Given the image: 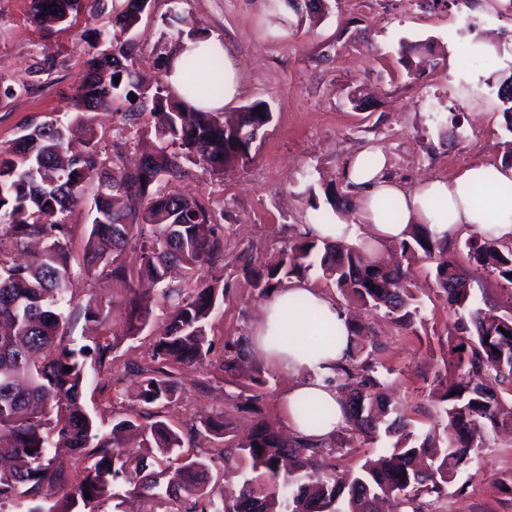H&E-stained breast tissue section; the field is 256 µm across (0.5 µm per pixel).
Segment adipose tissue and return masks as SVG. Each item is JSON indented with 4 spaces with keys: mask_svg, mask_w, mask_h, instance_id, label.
<instances>
[{
    "mask_svg": "<svg viewBox=\"0 0 512 512\" xmlns=\"http://www.w3.org/2000/svg\"><path fill=\"white\" fill-rule=\"evenodd\" d=\"M372 158V168H363L356 159L348 172L357 197L355 224H307L305 234L341 238L354 246L379 245L408 239L411 225L427 224L441 239L454 238L463 229L487 239H512V166L473 165L450 178L428 179L408 189L382 177V151H373ZM388 203L397 209L396 220L385 215L383 207ZM313 313L336 330L337 342L324 346L310 340L309 316ZM250 342L255 357L292 378L282 402L289 429L319 443L334 437L345 418L337 391L327 385L326 378L352 347L346 316L334 298L306 281H289L260 309L251 326ZM302 397L330 409V417L318 428H308L296 416L294 404Z\"/></svg>",
    "mask_w": 512,
    "mask_h": 512,
    "instance_id": "1",
    "label": "adipose tissue"
}]
</instances>
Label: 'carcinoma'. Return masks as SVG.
Listing matches in <instances>:
<instances>
[{"label":"carcinoma","mask_w":512,"mask_h":512,"mask_svg":"<svg viewBox=\"0 0 512 512\" xmlns=\"http://www.w3.org/2000/svg\"><path fill=\"white\" fill-rule=\"evenodd\" d=\"M150 4L115 0L112 26L128 33ZM82 8L83 0H31L30 19L53 34L71 29ZM173 18L163 20L162 37L180 47L187 39L198 44L208 38L204 29L188 34L173 29ZM110 42V52L87 60L69 122L29 125L10 150H0V431L10 434L8 442H0V459L10 462L0 469V507L22 497L29 503L27 512H97L98 504L117 496L114 484L120 479L126 485L124 496L175 499L186 504L184 512H377L381 500L390 503L391 512H430L433 501L449 490L463 495V488H454L458 473L485 446L486 432L504 425L501 415L512 418L501 392L485 384L492 378L512 396V306L475 303L448 241L437 238L427 224L412 225L410 238L398 244L405 264L396 267H385L362 248L303 236L261 266L241 257L238 272L262 294L316 273L354 303L382 310L407 328L420 311L410 269L421 256L441 257L428 276L437 292L463 310L459 336L448 341V361L463 370L462 379L437 399L450 437H441L436 426L417 431L399 413L387 418L384 374L356 341L346 363L337 365L326 381L345 391L342 406L352 433L366 441H387L377 459L365 460L342 480L315 477L310 471L320 466L326 449L349 448V439L341 435L328 446H317L303 436L285 438L261 420L247 441L225 443L224 461L236 457L248 464L235 469L241 486L227 500L214 495L209 461L181 454L186 437L227 435V415L207 416L184 434L152 408L175 398L174 370L205 364L213 348L207 328L228 285L217 275L224 267V226L216 222L211 203L195 198L182 206L183 196L168 186L184 177L189 164L219 174L226 166L246 163L272 112L256 101L229 121L222 112L196 109L162 83L142 84L131 64L132 41L113 34ZM177 57L188 95L224 96V53L205 48L181 58L175 52L165 64ZM205 73L209 78H203ZM498 97L506 130L512 133V73L499 78ZM121 98L130 107L124 113L128 120L153 119L143 135L154 141L139 167L117 182L109 166L121 157L122 146L115 143L112 153L103 151L86 115L109 110ZM259 107L261 115L255 113ZM74 131L89 134L86 148L66 157V140ZM91 181L96 182L92 220L83 262L76 269L65 214ZM33 239L45 243L39 261L15 263L13 252ZM464 247L476 269L504 289L512 288V242L470 237ZM144 278L161 286L169 324L166 335L153 344V365L139 369L140 410L113 422L108 436L82 401L87 364L98 372L110 367L121 340L139 335L148 324L153 297L138 288ZM86 279L124 285L129 294L126 329L120 336L110 334L106 304L89 301L81 312L101 325L103 336L76 349L64 343L69 328L64 310L72 305L77 283ZM245 356L240 342L225 344V378L235 379ZM264 384L260 377L251 378L235 408L255 410L258 395L253 389ZM294 412L311 427L330 414L309 398L299 400ZM61 448L76 460L93 458L73 487ZM153 448L168 459L159 472L149 470L141 454Z\"/></svg>","instance_id":"cac0c4a2"}]
</instances>
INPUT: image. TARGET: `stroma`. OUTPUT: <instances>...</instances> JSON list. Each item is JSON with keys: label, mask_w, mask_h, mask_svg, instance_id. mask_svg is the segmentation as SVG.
I'll use <instances>...</instances> for the list:
<instances>
[{"label": "stroma", "mask_w": 512, "mask_h": 512, "mask_svg": "<svg viewBox=\"0 0 512 512\" xmlns=\"http://www.w3.org/2000/svg\"><path fill=\"white\" fill-rule=\"evenodd\" d=\"M173 9L189 25L207 29L238 62L241 91L226 111L263 101L273 114L247 164L221 175L191 165L175 186L184 196L209 198L223 214L220 273L228 288L209 323L214 346L208 363L180 367L174 401L157 412L182 430L224 412L238 438L261 419L284 427L280 395L288 385L284 374L249 358L251 373L267 381L260 411L233 406L239 388L224 378V345L248 338L266 301L239 276L238 254L245 249L255 262L271 260L318 213L327 224L351 223L353 211L332 209L330 201L353 198L348 164L362 151H383L384 176L410 188L471 164L495 166L512 154L495 84L498 73L512 69V0H330L318 20L298 19L283 0H152L129 33L136 46L134 68L145 80L165 78L161 33ZM110 22V10L87 9L77 29L50 36L31 22L29 0H0V85L22 84L30 65L51 64L48 80L30 92L0 94V150L11 148L27 125L69 119L86 61L109 48L90 32ZM475 33L494 43V58L469 57L467 42ZM405 44L426 59L421 75L411 74L403 62ZM126 109L125 101H114L111 110L93 113L92 127L103 142L122 144V163L129 166L143 145L124 118ZM428 269L425 260L411 268L422 311L410 329L338 295L329 281L320 283L342 310L360 319L368 351L386 370L391 402L421 428L437 421L435 397L458 374L448 363L456 314L431 290ZM93 296L109 300L110 328L122 337L111 371L90 373L83 392L86 408L101 418L107 433L115 416L138 407V378L131 368L150 364L152 340L169 306L156 300L148 326L127 338L125 288L83 281L74 302L81 306ZM486 440L471 459L465 494L435 503V512H512V433L490 432Z\"/></svg>", "instance_id": "stroma-1"}]
</instances>
